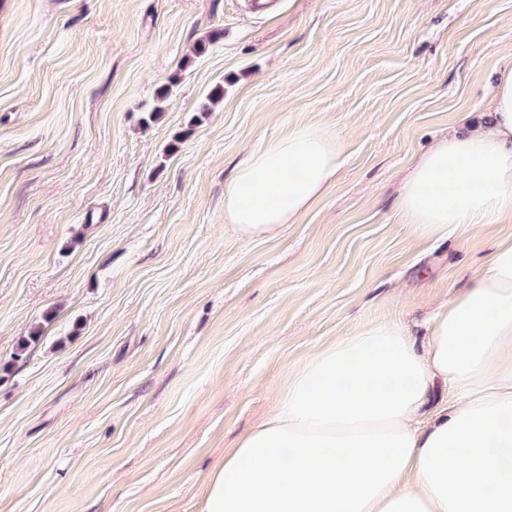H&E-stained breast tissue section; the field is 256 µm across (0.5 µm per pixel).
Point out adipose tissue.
Returning a JSON list of instances; mask_svg holds the SVG:
<instances>
[{"instance_id": "ef3b65f1", "label": "adipose tissue", "mask_w": 512, "mask_h": 512, "mask_svg": "<svg viewBox=\"0 0 512 512\" xmlns=\"http://www.w3.org/2000/svg\"><path fill=\"white\" fill-rule=\"evenodd\" d=\"M489 126L453 133L405 179L429 234L512 220V67ZM340 148L303 125L253 152L224 191L242 238L274 237L334 181ZM447 409L417 416L434 385ZM201 512H512V237L430 318L424 346L374 323L310 355L275 410L225 452Z\"/></svg>"}]
</instances>
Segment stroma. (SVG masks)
Here are the masks:
<instances>
[{
	"instance_id": "35a3bbf8",
	"label": "stroma",
	"mask_w": 512,
	"mask_h": 512,
	"mask_svg": "<svg viewBox=\"0 0 512 512\" xmlns=\"http://www.w3.org/2000/svg\"><path fill=\"white\" fill-rule=\"evenodd\" d=\"M511 64L512 0H0V512H198L309 354L422 338L512 223L427 237L396 200ZM305 124L335 182L241 238L236 167Z\"/></svg>"
}]
</instances>
